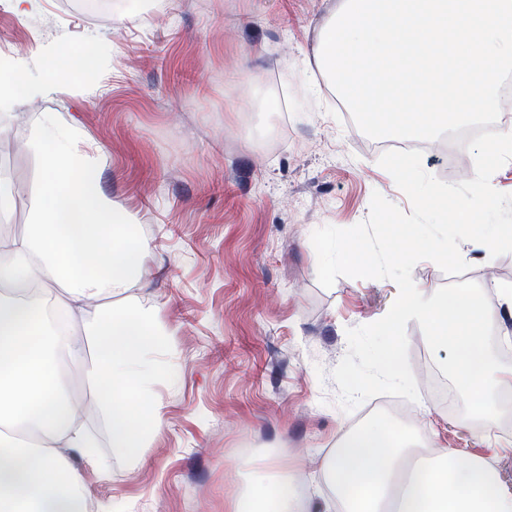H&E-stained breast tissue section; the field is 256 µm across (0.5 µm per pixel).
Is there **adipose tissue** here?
Here are the masks:
<instances>
[{"label": "adipose tissue", "instance_id": "1", "mask_svg": "<svg viewBox=\"0 0 512 512\" xmlns=\"http://www.w3.org/2000/svg\"><path fill=\"white\" fill-rule=\"evenodd\" d=\"M28 147L47 177L24 236L0 240V512H92L69 458L96 463L99 441L79 427L56 362L88 366L93 401L112 420L113 452L135 459L162 422L153 388L165 330L158 309L123 300L147 245L100 187L94 153L50 113ZM92 304L99 314L85 341L52 330L50 311ZM414 445L382 422L345 433L322 469L339 512H512L491 461L438 448L413 464ZM236 512L310 509L292 472L257 467Z\"/></svg>", "mask_w": 512, "mask_h": 512}]
</instances>
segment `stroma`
Returning a JSON list of instances; mask_svg holds the SVG:
<instances>
[{
    "label": "stroma",
    "mask_w": 512,
    "mask_h": 512,
    "mask_svg": "<svg viewBox=\"0 0 512 512\" xmlns=\"http://www.w3.org/2000/svg\"><path fill=\"white\" fill-rule=\"evenodd\" d=\"M42 0L18 17L0 0V52L28 70L62 49L95 51L96 82L74 72L25 98L0 127V176L15 207L0 227L21 235L44 180L25 145L43 113L99 147L97 174L148 245L128 294L160 307L167 336L155 388L162 424L142 455L112 452L111 423L83 418L107 469L73 458L106 512H233L247 461L294 472L311 512H332L321 468L350 428L330 373L346 330L382 318L398 295L388 279L317 280L312 232L369 216L373 193L410 202L373 141L340 108L314 54L340 0H131L96 18ZM469 278L495 306L498 341L512 340V253L485 260L460 245ZM461 403L419 393L412 430L461 457L485 456L512 491V430L466 421Z\"/></svg>",
    "instance_id": "obj_1"
}]
</instances>
